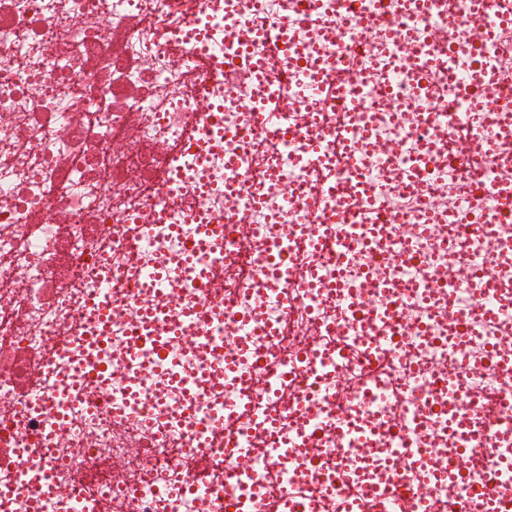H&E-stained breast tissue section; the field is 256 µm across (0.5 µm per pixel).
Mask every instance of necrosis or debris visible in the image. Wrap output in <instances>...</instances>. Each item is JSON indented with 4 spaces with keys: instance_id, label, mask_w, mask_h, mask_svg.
Here are the masks:
<instances>
[{
    "instance_id": "1",
    "label": "necrosis or debris",
    "mask_w": 512,
    "mask_h": 512,
    "mask_svg": "<svg viewBox=\"0 0 512 512\" xmlns=\"http://www.w3.org/2000/svg\"><path fill=\"white\" fill-rule=\"evenodd\" d=\"M511 138L512 0H0V512L512 500Z\"/></svg>"
}]
</instances>
